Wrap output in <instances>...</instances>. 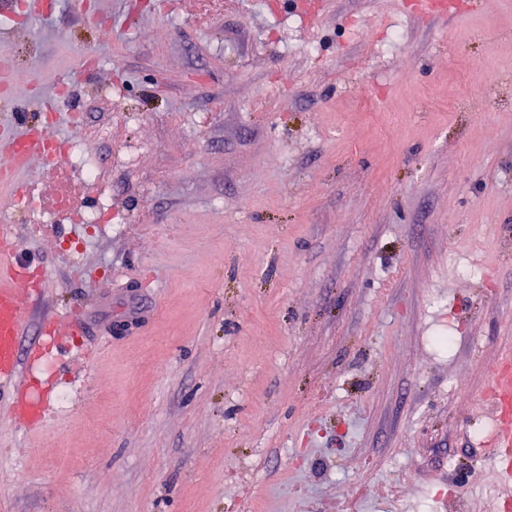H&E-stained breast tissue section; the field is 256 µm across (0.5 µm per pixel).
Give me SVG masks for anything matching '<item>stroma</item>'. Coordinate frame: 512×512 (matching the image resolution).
<instances>
[{"label":"stroma","mask_w":512,"mask_h":512,"mask_svg":"<svg viewBox=\"0 0 512 512\" xmlns=\"http://www.w3.org/2000/svg\"><path fill=\"white\" fill-rule=\"evenodd\" d=\"M460 2L56 0L0 33V130L79 153L17 172L36 209L0 190L46 269L19 356L67 395L25 425L0 399V512H503L512 0ZM62 192L111 222L70 229ZM483 397L497 412L511 410L512 368L510 364L500 365L493 371Z\"/></svg>","instance_id":"stroma-1"}]
</instances>
